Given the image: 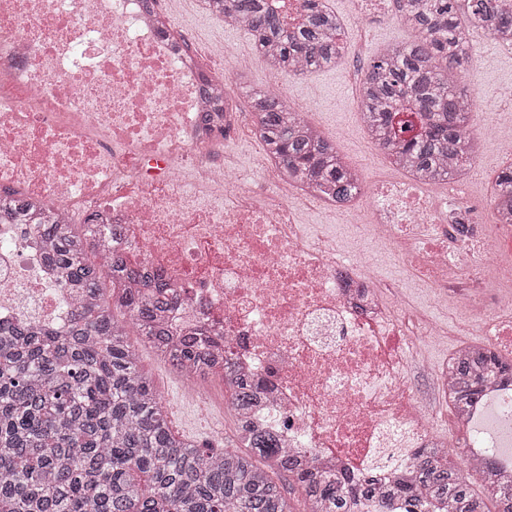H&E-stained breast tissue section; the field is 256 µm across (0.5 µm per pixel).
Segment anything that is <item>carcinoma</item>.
Returning <instances> with one entry per match:
<instances>
[{
  "instance_id": "1",
  "label": "carcinoma",
  "mask_w": 512,
  "mask_h": 512,
  "mask_svg": "<svg viewBox=\"0 0 512 512\" xmlns=\"http://www.w3.org/2000/svg\"><path fill=\"white\" fill-rule=\"evenodd\" d=\"M416 41L387 47L369 64L360 89L372 142L398 169L426 184L453 179L474 157L469 132L472 92L461 86L469 63L466 28L490 26L512 36V0H395ZM208 11L244 27L273 69L306 74L336 64L343 24L325 0H303L305 22L288 28L266 0H204ZM250 111L267 154L288 178L322 197L345 202L359 172L274 91L251 94ZM497 222L512 217V166L496 177ZM0 192V218L33 222L45 262L81 292L66 328L0 323V512H294L286 487L298 489L305 512H358L375 497L406 512H512V482L473 476L435 444L420 448L410 471L383 479L324 475L290 461L270 430L250 428L241 412L262 389L224 357V385L236 418L227 448L175 435L153 382L139 367L128 328L170 367L194 377L211 368L214 340L197 327L179 342L167 316L173 302L162 275L144 279L121 253L88 243L90 231L47 218ZM104 251L105 264L88 259ZM451 402L460 415L495 379L512 381V361L476 350L457 357Z\"/></svg>"
}]
</instances>
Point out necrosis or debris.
Here are the masks:
<instances>
[{
	"label": "necrosis or debris",
	"mask_w": 512,
	"mask_h": 512,
	"mask_svg": "<svg viewBox=\"0 0 512 512\" xmlns=\"http://www.w3.org/2000/svg\"><path fill=\"white\" fill-rule=\"evenodd\" d=\"M201 70L151 0H0V189L47 204L63 222L120 225L117 250L177 295L176 327L222 335L236 368L263 390L250 425L325 472L407 468L414 449L466 433L465 461L491 449L512 469V385L488 383L481 410L448 406L447 363L424 348L466 328L512 359V252L477 215L462 181L433 196L388 177L361 181L347 212L361 254L313 241L296 218L312 192L264 162L259 195L225 158L202 115V85L240 68L223 41ZM467 226L456 232L449 212ZM29 224H0V322L60 326L72 289L43 261ZM427 372L426 404L409 369Z\"/></svg>",
	"instance_id": "necrosis-or-debris-1"
}]
</instances>
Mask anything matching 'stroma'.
Segmentation results:
<instances>
[{
  "instance_id": "obj_1",
  "label": "stroma",
  "mask_w": 512,
  "mask_h": 512,
  "mask_svg": "<svg viewBox=\"0 0 512 512\" xmlns=\"http://www.w3.org/2000/svg\"><path fill=\"white\" fill-rule=\"evenodd\" d=\"M325 3L343 22L341 58L336 65L305 75L288 71L275 74L264 61L254 62L244 70L246 85H239L235 80L230 83V92L239 103L240 122L248 125L253 121L247 89H263L275 78L289 103L299 107L335 143L347 162L363 164L369 173L390 171L387 158L369 146L356 101L355 79L383 47L409 44L416 40L417 34L398 20L377 18L372 20L365 40H358L351 23L352 8L346 0H325ZM160 9L174 31L188 34L191 44L220 39L232 52L249 55L254 52L246 31L225 27L221 19L201 12L196 5L176 9L169 0H161ZM466 38L472 63L463 71L461 82L468 90H484L494 106L490 112H472L470 127L476 132L496 120V107L502 106L505 94L512 92V53L501 51L481 29L468 31ZM131 342L138 352L142 372L153 380L161 394L173 428L199 443L223 447L234 433L232 418L221 422L210 419L201 405L181 399L182 383L169 367L139 337H132Z\"/></svg>"
}]
</instances>
